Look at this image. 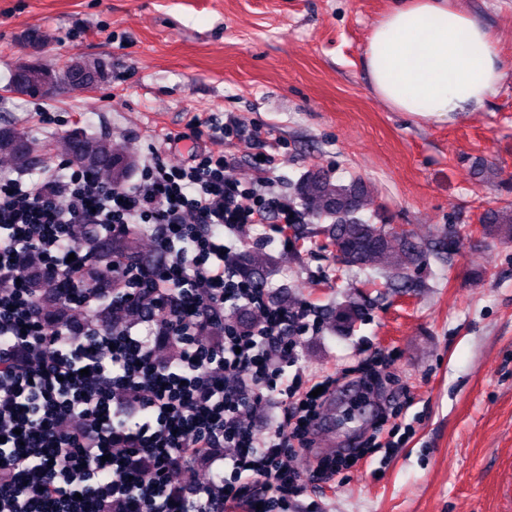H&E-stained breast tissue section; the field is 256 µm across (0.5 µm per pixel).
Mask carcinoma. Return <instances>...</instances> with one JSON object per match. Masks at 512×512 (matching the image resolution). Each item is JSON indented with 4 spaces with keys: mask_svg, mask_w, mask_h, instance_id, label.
<instances>
[{
    "mask_svg": "<svg viewBox=\"0 0 512 512\" xmlns=\"http://www.w3.org/2000/svg\"><path fill=\"white\" fill-rule=\"evenodd\" d=\"M72 70H88V78L98 84L109 80L107 66L100 62H85L79 58L70 61ZM35 150L28 136L11 126L0 127V154L13 161L24 162ZM64 155L70 165L84 169L80 160L99 164L96 175L112 185L128 181L134 160L114 147L106 136H90L76 131L64 140ZM367 184L354 178L345 184L333 180L323 171L305 174L297 185L302 211L328 224L317 227L327 245L334 248L338 259L348 267L365 269L379 265L387 270L383 287L403 291L417 287L414 273L424 250L410 232H390L384 224H373L362 219L359 212L368 197ZM483 235L512 239V209L486 213L481 219ZM269 258L263 253L249 255L241 262V270L255 277L268 268ZM334 325L351 331L362 320L361 296L349 295L332 310Z\"/></svg>",
    "mask_w": 512,
    "mask_h": 512,
    "instance_id": "1",
    "label": "carcinoma"
}]
</instances>
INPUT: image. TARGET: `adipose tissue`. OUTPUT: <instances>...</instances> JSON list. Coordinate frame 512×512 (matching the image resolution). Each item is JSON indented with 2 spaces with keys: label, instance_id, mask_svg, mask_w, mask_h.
Here are the masks:
<instances>
[{
  "label": "adipose tissue",
  "instance_id": "ef3b65f1",
  "mask_svg": "<svg viewBox=\"0 0 512 512\" xmlns=\"http://www.w3.org/2000/svg\"><path fill=\"white\" fill-rule=\"evenodd\" d=\"M366 69L391 108L437 121L479 110L505 76L486 27L459 0H396L373 27Z\"/></svg>",
  "mask_w": 512,
  "mask_h": 512
}]
</instances>
